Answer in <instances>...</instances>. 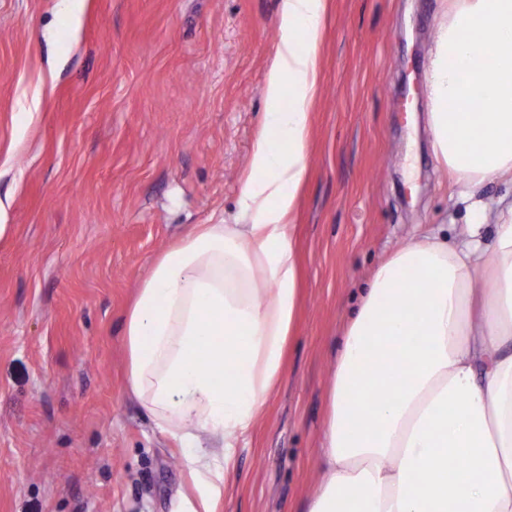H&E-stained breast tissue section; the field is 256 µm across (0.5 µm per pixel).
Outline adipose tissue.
Wrapping results in <instances>:
<instances>
[{"instance_id":"adipose-tissue-1","label":"adipose tissue","mask_w":512,"mask_h":512,"mask_svg":"<svg viewBox=\"0 0 512 512\" xmlns=\"http://www.w3.org/2000/svg\"><path fill=\"white\" fill-rule=\"evenodd\" d=\"M328 0H283L243 224H196L121 326L129 393L178 436L203 494L280 386L300 303L294 244ZM432 149L461 234L411 237L347 320L303 512H512V0H452L429 71Z\"/></svg>"}]
</instances>
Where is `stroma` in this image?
<instances>
[{
	"instance_id": "obj_1",
	"label": "stroma",
	"mask_w": 512,
	"mask_h": 512,
	"mask_svg": "<svg viewBox=\"0 0 512 512\" xmlns=\"http://www.w3.org/2000/svg\"><path fill=\"white\" fill-rule=\"evenodd\" d=\"M282 0H0V512H175L200 492L125 388L122 318L194 224H232ZM450 0H330L281 386L232 450L214 512H301L335 346L361 285L412 235L465 221L427 129Z\"/></svg>"
}]
</instances>
